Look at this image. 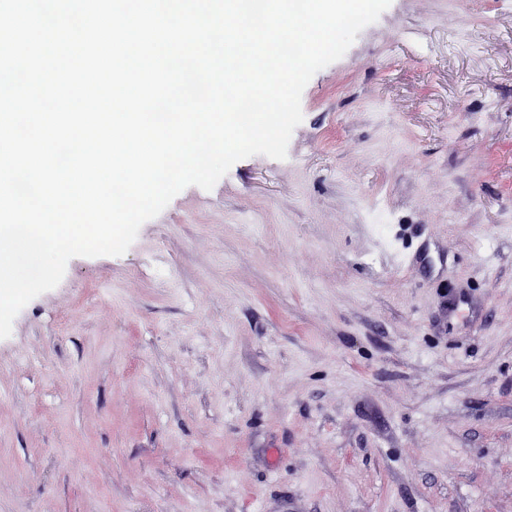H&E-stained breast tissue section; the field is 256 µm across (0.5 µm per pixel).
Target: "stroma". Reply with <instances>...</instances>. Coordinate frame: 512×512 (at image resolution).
<instances>
[{"instance_id":"1","label":"stroma","mask_w":512,"mask_h":512,"mask_svg":"<svg viewBox=\"0 0 512 512\" xmlns=\"http://www.w3.org/2000/svg\"><path fill=\"white\" fill-rule=\"evenodd\" d=\"M301 107L17 314L0 512H512V0H392Z\"/></svg>"}]
</instances>
